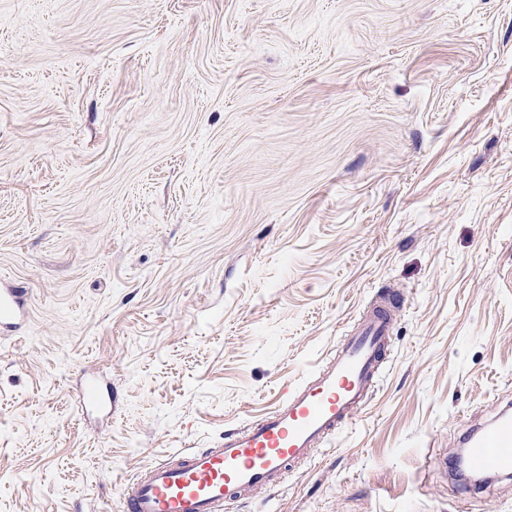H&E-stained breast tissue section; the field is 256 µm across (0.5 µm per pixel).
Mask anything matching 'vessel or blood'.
<instances>
[{"label": "vessel or blood", "mask_w": 512, "mask_h": 512, "mask_svg": "<svg viewBox=\"0 0 512 512\" xmlns=\"http://www.w3.org/2000/svg\"><path fill=\"white\" fill-rule=\"evenodd\" d=\"M391 306L389 297L375 298L309 379L290 388L270 412L225 431L217 447L142 468L124 488V512H224L226 504L277 487L369 402L387 355ZM19 315L13 291L0 289V327L14 326ZM465 446L473 470L511 471L512 414L471 434Z\"/></svg>", "instance_id": "1"}]
</instances>
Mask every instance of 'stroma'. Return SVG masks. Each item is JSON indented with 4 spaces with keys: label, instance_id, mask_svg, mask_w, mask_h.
Segmentation results:
<instances>
[{
    "label": "stroma",
    "instance_id": "1",
    "mask_svg": "<svg viewBox=\"0 0 512 512\" xmlns=\"http://www.w3.org/2000/svg\"><path fill=\"white\" fill-rule=\"evenodd\" d=\"M1 288L0 512H122L387 289L370 401L224 512H512L450 466L512 401V0H0ZM20 311L12 290L0 289V327H13Z\"/></svg>",
    "mask_w": 512,
    "mask_h": 512
}]
</instances>
